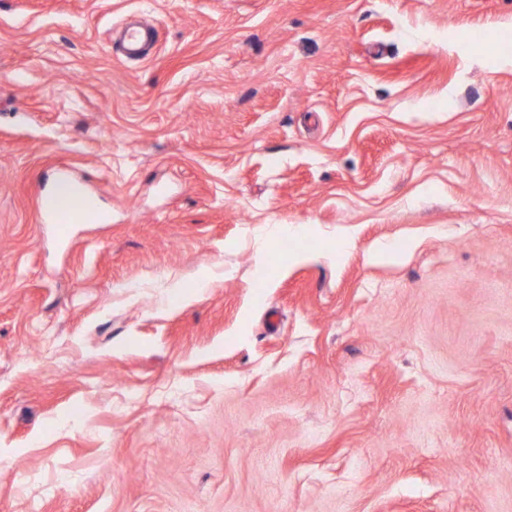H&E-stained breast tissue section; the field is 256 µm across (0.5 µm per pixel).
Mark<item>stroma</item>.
Segmentation results:
<instances>
[{
	"instance_id": "obj_1",
	"label": "stroma",
	"mask_w": 512,
	"mask_h": 512,
	"mask_svg": "<svg viewBox=\"0 0 512 512\" xmlns=\"http://www.w3.org/2000/svg\"><path fill=\"white\" fill-rule=\"evenodd\" d=\"M0 512H512V0H0ZM152 42L153 31L146 24L125 26L119 34V44L122 52L131 59L145 58Z\"/></svg>"
}]
</instances>
